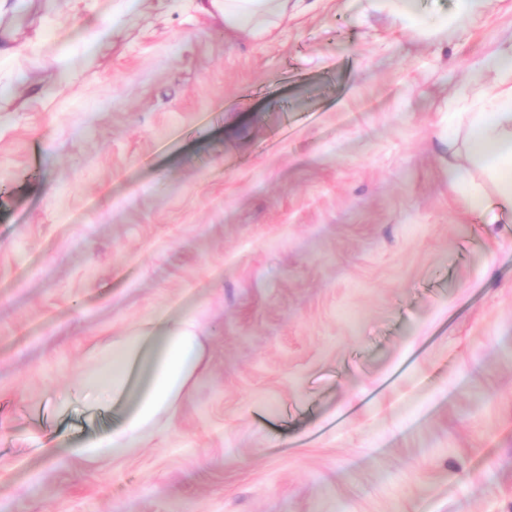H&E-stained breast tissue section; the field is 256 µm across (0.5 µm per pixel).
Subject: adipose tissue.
<instances>
[{
    "instance_id": "ef3b65f1",
    "label": "adipose tissue",
    "mask_w": 512,
    "mask_h": 512,
    "mask_svg": "<svg viewBox=\"0 0 512 512\" xmlns=\"http://www.w3.org/2000/svg\"><path fill=\"white\" fill-rule=\"evenodd\" d=\"M207 4L234 28L244 19L285 20L298 0H207ZM491 65L505 81L493 87L492 105L468 120L464 137L468 167H449L448 176L470 212L484 223L499 224L512 218V49L501 52ZM477 171L486 177V184L475 181ZM205 368V345L190 319L160 316L146 330L113 337L102 348L97 367L78 377L76 390L118 400L140 374H147L148 381L134 409L112 432L80 448V456L95 461L142 448Z\"/></svg>"
}]
</instances>
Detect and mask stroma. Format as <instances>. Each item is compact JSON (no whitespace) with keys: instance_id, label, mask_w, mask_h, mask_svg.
I'll list each match as a JSON object with an SVG mask.
<instances>
[{"instance_id":"35a3bbf8","label":"stroma","mask_w":512,"mask_h":512,"mask_svg":"<svg viewBox=\"0 0 512 512\" xmlns=\"http://www.w3.org/2000/svg\"><path fill=\"white\" fill-rule=\"evenodd\" d=\"M0 42V512H512V223L448 179L512 0H11ZM192 314L207 370L146 448L73 387ZM207 1L198 4V8L204 12H210V8L222 14L224 24L229 27H237L242 19L252 20L259 24L273 19L282 21L288 19L289 7L292 12L298 7V1L306 0H195Z\"/></svg>"}]
</instances>
